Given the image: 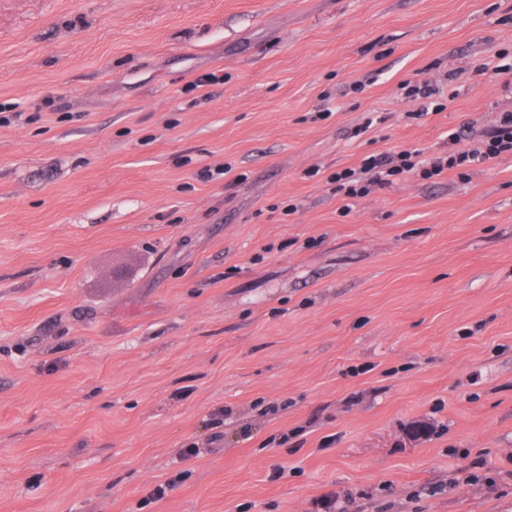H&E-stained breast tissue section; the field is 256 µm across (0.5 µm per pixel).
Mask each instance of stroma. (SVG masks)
<instances>
[{
    "label": "stroma",
    "instance_id": "35a3bbf8",
    "mask_svg": "<svg viewBox=\"0 0 512 512\" xmlns=\"http://www.w3.org/2000/svg\"><path fill=\"white\" fill-rule=\"evenodd\" d=\"M503 63L512 0H0V512H512V156L331 181ZM402 89H406L405 97L413 103V106H416V109L410 112L415 113L416 118L428 115L431 107L432 111H435L434 113L443 109L442 104H435L431 100L437 94V89L428 82L412 83L409 81L403 84Z\"/></svg>",
    "mask_w": 512,
    "mask_h": 512
}]
</instances>
